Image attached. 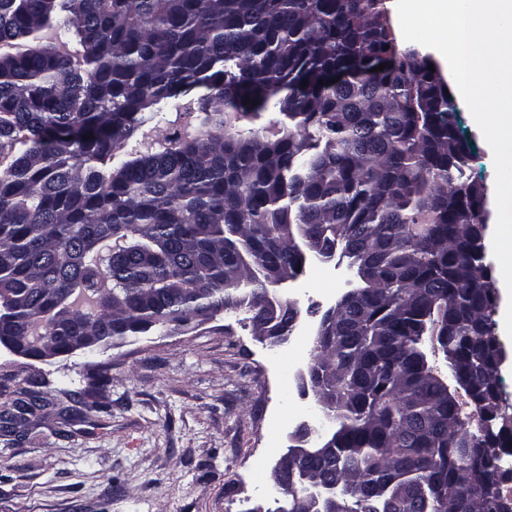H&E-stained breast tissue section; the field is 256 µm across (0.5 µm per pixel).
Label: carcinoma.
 Listing matches in <instances>:
<instances>
[{
	"mask_svg": "<svg viewBox=\"0 0 512 512\" xmlns=\"http://www.w3.org/2000/svg\"><path fill=\"white\" fill-rule=\"evenodd\" d=\"M1 44L24 49L0 53V335L36 318L91 356L235 310L289 336L296 304L261 306L276 276L344 257L361 286L310 344L337 423L310 478L342 512H512L485 192L386 0H0ZM271 108L288 127H241Z\"/></svg>",
	"mask_w": 512,
	"mask_h": 512,
	"instance_id": "cac0c4a2",
	"label": "carcinoma"
}]
</instances>
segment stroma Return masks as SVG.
<instances>
[{"instance_id":"1","label":"stroma","mask_w":512,"mask_h":512,"mask_svg":"<svg viewBox=\"0 0 512 512\" xmlns=\"http://www.w3.org/2000/svg\"><path fill=\"white\" fill-rule=\"evenodd\" d=\"M457 129L470 173L485 188L495 224L493 153L457 100ZM357 282L347 265L311 263L288 296L315 335L320 316ZM290 344L257 341L239 314L136 340L94 356L29 361L0 349V406H44L13 432L0 431V512H254L273 506L270 471L299 423L335 426L313 393L307 363L279 364ZM104 387L93 384L95 365ZM74 405L78 416L60 410Z\"/></svg>"}]
</instances>
